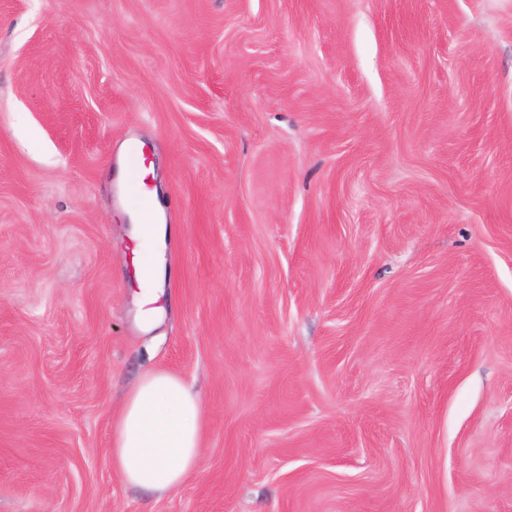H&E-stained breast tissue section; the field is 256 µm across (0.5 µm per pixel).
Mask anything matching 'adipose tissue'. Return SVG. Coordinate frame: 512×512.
<instances>
[{
  "label": "adipose tissue",
  "mask_w": 512,
  "mask_h": 512,
  "mask_svg": "<svg viewBox=\"0 0 512 512\" xmlns=\"http://www.w3.org/2000/svg\"><path fill=\"white\" fill-rule=\"evenodd\" d=\"M130 235L145 260L137 270L144 323L157 321L154 302L164 279L159 254L166 225L134 214ZM202 406L178 376L149 372L126 393L112 423V467L126 484L163 495L177 489L196 468L201 451Z\"/></svg>",
  "instance_id": "ef3b65f1"
}]
</instances>
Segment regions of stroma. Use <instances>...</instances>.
Instances as JSON below:
<instances>
[{"mask_svg":"<svg viewBox=\"0 0 512 512\" xmlns=\"http://www.w3.org/2000/svg\"><path fill=\"white\" fill-rule=\"evenodd\" d=\"M153 371L164 495L112 468ZM0 512H512V0H0ZM153 207L151 221L145 223L142 215L137 212L132 214L135 221L130 229V235L139 242V246L145 254V260L137 270L138 280L141 285L142 306H149L157 297V286L164 279V267L159 262V254L165 244L167 235L166 224H156V219L162 211L161 204L155 194H151ZM144 287V288H143ZM202 406L178 376L149 372L126 393L112 423V467L126 484L164 495L196 468Z\"/></svg>","mask_w":512,"mask_h":512,"instance_id":"35a3bbf8","label":"stroma"}]
</instances>
